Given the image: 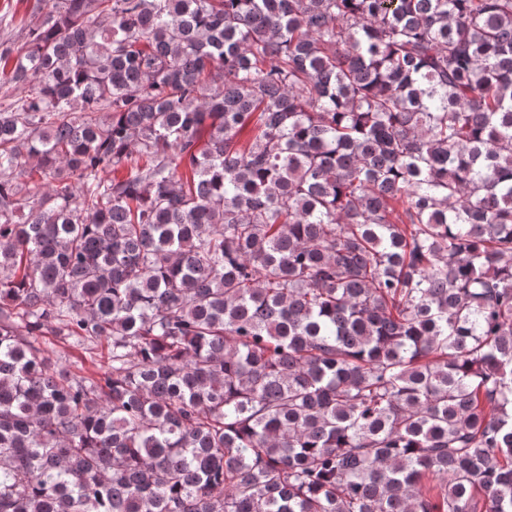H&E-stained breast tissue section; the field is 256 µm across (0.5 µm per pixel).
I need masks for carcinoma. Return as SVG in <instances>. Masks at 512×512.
<instances>
[{
    "mask_svg": "<svg viewBox=\"0 0 512 512\" xmlns=\"http://www.w3.org/2000/svg\"><path fill=\"white\" fill-rule=\"evenodd\" d=\"M24 30L0 512H512V0H34ZM51 349L49 356L53 363L62 365L71 370H81L83 375L102 374L108 370V360L104 348L98 346L93 353L74 347L64 339L49 337Z\"/></svg>",
    "mask_w": 512,
    "mask_h": 512,
    "instance_id": "obj_1",
    "label": "carcinoma"
}]
</instances>
